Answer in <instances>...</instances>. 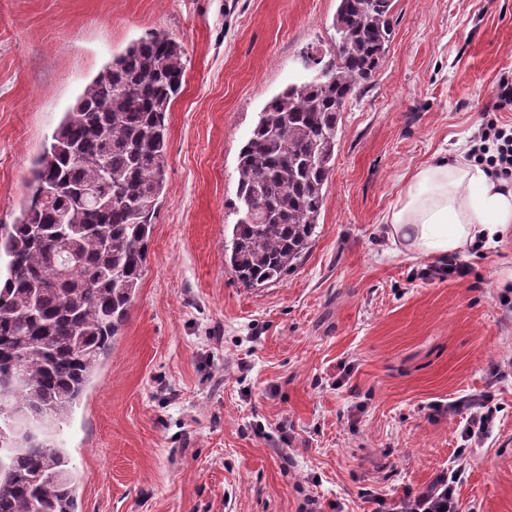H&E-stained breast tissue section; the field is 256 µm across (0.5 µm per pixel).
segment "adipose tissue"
Listing matches in <instances>:
<instances>
[{"label":"adipose tissue","mask_w":512,"mask_h":512,"mask_svg":"<svg viewBox=\"0 0 512 512\" xmlns=\"http://www.w3.org/2000/svg\"><path fill=\"white\" fill-rule=\"evenodd\" d=\"M468 151L459 143L453 156L416 168L405 182L384 217L403 249L444 257L478 239L493 243L512 225V185L470 162Z\"/></svg>","instance_id":"1"}]
</instances>
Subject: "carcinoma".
I'll list each match as a JSON object with an SVG mask.
<instances>
[{
  "label": "carcinoma",
  "instance_id": "carcinoma-1",
  "mask_svg": "<svg viewBox=\"0 0 512 512\" xmlns=\"http://www.w3.org/2000/svg\"><path fill=\"white\" fill-rule=\"evenodd\" d=\"M393 0H338L342 50L322 78L288 86L260 112L238 154L239 219L224 258L241 283L281 280L307 252L335 164L341 108L377 70ZM186 50L164 32L130 44L64 113L34 162L30 198L0 224V430L7 409L44 414L40 434L0 449V512H78L59 439L111 353L140 288L168 167L167 118ZM73 255L77 267L58 271Z\"/></svg>",
  "mask_w": 512,
  "mask_h": 512
}]
</instances>
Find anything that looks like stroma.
<instances>
[{"mask_svg": "<svg viewBox=\"0 0 512 512\" xmlns=\"http://www.w3.org/2000/svg\"><path fill=\"white\" fill-rule=\"evenodd\" d=\"M337 0H0V224L113 54L180 40L166 191L129 317L61 438L81 512H373L456 452L465 512H512V227L421 279L383 216L407 174L472 139L512 72V0H394L393 39L340 115L310 248L249 288L224 258L239 151L266 104L336 53ZM500 378H493V368ZM492 389L483 442L435 415Z\"/></svg>", "mask_w": 512, "mask_h": 512, "instance_id": "stroma-1", "label": "stroma"}]
</instances>
